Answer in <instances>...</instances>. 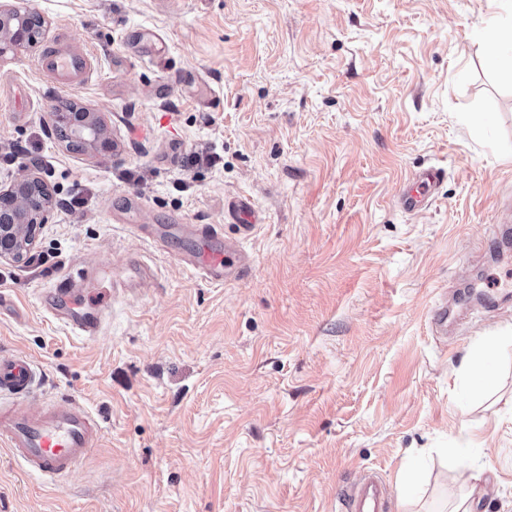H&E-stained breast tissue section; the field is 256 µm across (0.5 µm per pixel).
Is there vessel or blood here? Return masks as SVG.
<instances>
[{
  "instance_id": "1",
  "label": "vessel or blood",
  "mask_w": 512,
  "mask_h": 512,
  "mask_svg": "<svg viewBox=\"0 0 512 512\" xmlns=\"http://www.w3.org/2000/svg\"><path fill=\"white\" fill-rule=\"evenodd\" d=\"M42 72L56 81L73 76L88 81L97 69L89 51L58 54L49 49ZM444 177V169L432 166L413 173L397 199L399 207L407 213L421 212ZM232 214L242 221L239 238H225L219 224L192 229L200 245L189 263L206 279L220 285L242 279L249 269L243 238L254 230L252 215L243 203L237 204ZM86 279L84 268L73 267L50 290L46 303L65 312L72 331L91 339L100 333L103 316L80 301ZM38 381L37 368L29 358L0 355V446L8 449L30 477L59 481L75 472L97 446L102 428L94 414L73 400L51 403L39 412H31L29 394ZM346 501L348 512H386V487L377 473H362Z\"/></svg>"
}]
</instances>
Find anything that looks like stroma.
Segmentation results:
<instances>
[{
    "instance_id": "obj_1",
    "label": "stroma",
    "mask_w": 512,
    "mask_h": 512,
    "mask_svg": "<svg viewBox=\"0 0 512 512\" xmlns=\"http://www.w3.org/2000/svg\"><path fill=\"white\" fill-rule=\"evenodd\" d=\"M45 24L0 55V185L36 171L47 224L22 262L0 259V354L42 373L32 408L74 399L98 448L44 484L0 448V512H341L378 472L388 512L410 476L441 505L472 467L479 512H512V346L471 393L468 347L512 335V75L478 31L512 0H26ZM80 45L95 80L58 89L39 61ZM103 115L111 151L56 135L59 102ZM484 114V126L461 123ZM435 165L431 204L402 211L406 177ZM246 203L248 275L224 285L140 225L219 224ZM152 287L120 292L130 259ZM90 270L100 334L41 305L57 275ZM450 302L459 326L430 324ZM478 436L473 465L461 431Z\"/></svg>"
}]
</instances>
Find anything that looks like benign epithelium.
<instances>
[{"mask_svg":"<svg viewBox=\"0 0 512 512\" xmlns=\"http://www.w3.org/2000/svg\"><path fill=\"white\" fill-rule=\"evenodd\" d=\"M31 11L16 5L0 6V54L34 40L35 28L24 23ZM56 122L72 131L92 150L112 148L108 129L95 112H57ZM49 192L32 173L0 188V258L23 260L33 247L36 230L47 223Z\"/></svg>","mask_w":512,"mask_h":512,"instance_id":"7a95c632","label":"benign epithelium"}]
</instances>
